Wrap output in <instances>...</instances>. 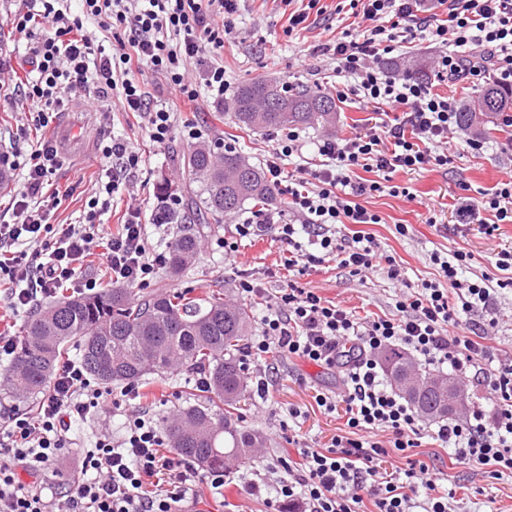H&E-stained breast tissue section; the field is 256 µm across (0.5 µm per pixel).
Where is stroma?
Instances as JSON below:
<instances>
[{"mask_svg": "<svg viewBox=\"0 0 512 512\" xmlns=\"http://www.w3.org/2000/svg\"><path fill=\"white\" fill-rule=\"evenodd\" d=\"M319 5L324 9V24L312 22L307 28L292 30L280 0H242L234 37L216 57L217 62L223 63L232 86L251 79H276L291 84L305 83L335 94L333 65L314 57L312 47L317 41L345 32L356 33L358 26L349 0H320ZM21 7V0H0V54L6 55L10 69L23 77L30 69L27 42L9 23ZM21 103V94L13 84L0 87V150L14 153L19 163L25 162L38 140H56L62 124L74 118L80 121L78 148L62 151L61 163L52 177L63 197L58 208L51 212L50 223H79L97 180L110 166L100 149L102 140L109 137L128 139L142 154L133 181L144 218H151L160 205L161 182L174 184L175 195L182 202H189L194 187L184 176L180 159L193 149V142L177 135L166 146L153 145L146 118L114 111L111 102L96 100L90 87L69 95L66 108L49 113L44 127L32 114L23 111ZM339 106L335 126H300L306 146L301 157L288 161L286 175L300 177L302 169L318 164L315 148L318 140L364 133L383 119L380 106L354 96L340 101ZM187 121L201 127L205 144L211 145L215 152L241 151L258 165L276 141L271 131L255 133L237 129L229 111L213 105L203 95L199 96L195 109L176 107V125ZM510 171L512 126L502 124L486 138L482 151L457 154L449 169L392 173L393 184L403 186L404 192L397 196L381 193L365 199V206L381 218L380 223L366 225L365 230L380 241L383 255L393 257L401 265L406 282L414 284L436 277V269L429 260L434 252L469 253L464 276L493 274L492 257L501 250H512V223L500 225L498 231L488 235L482 225L459 224L457 208L469 192L492 188ZM254 213V208L248 205L238 213L224 216L218 231L201 238L189 267L175 275L168 265H161L150 286L135 289V297H146L162 287L201 296L208 289L219 287L226 300L238 303L242 300L239 282L251 275L260 279L269 298L293 278L302 286L315 289L324 300L358 316L395 314L402 283L388 280L379 269L364 277L352 276L332 261L289 276L283 247L274 232L242 241L238 258L225 257L223 243L233 239L235 224L253 217ZM402 224L407 227L403 233L398 230ZM318 389L340 391V370L298 360L279 361L267 399L252 394L242 406L244 425L264 436L265 447L257 449L253 460L237 469L222 494L213 493L205 480L192 478L186 498L193 501L196 512H262V499L246 497L241 490L253 472L276 457L295 454L297 445L319 448L332 437L345 434L344 418L324 413L317 407L313 396ZM139 392L138 405L149 409L154 419L161 422L192 404L199 389L192 373L183 370L165 376L147 375L139 385ZM294 407L301 410V418L289 417L288 411ZM123 422L122 414L95 416L76 428L71 447L53 473L46 475V483L59 491L71 488L79 478L77 462L84 448L90 446L96 434L119 435ZM433 428V423H425L426 435L413 450L415 459L428 463L455 484L457 496L467 512H512V478L494 480L483 469L453 464L448 449L431 439Z\"/></svg>", "mask_w": 512, "mask_h": 512, "instance_id": "35a3bbf8", "label": "stroma"}]
</instances>
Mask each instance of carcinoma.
Segmentation results:
<instances>
[{"label":"carcinoma","mask_w":512,"mask_h":512,"mask_svg":"<svg viewBox=\"0 0 512 512\" xmlns=\"http://www.w3.org/2000/svg\"><path fill=\"white\" fill-rule=\"evenodd\" d=\"M407 78L428 79L421 57L392 64ZM512 109V91L485 85L463 105L459 124L464 127L495 124L498 114ZM336 99L304 84L290 88L276 80L258 79L242 84L233 100L231 119L240 127L271 131L299 124L332 125ZM189 180L200 187V201H191L193 217L180 222L179 234L169 246L168 265L180 273L196 255L207 224L220 223L246 204L275 199V187L243 156L226 151L219 157L201 145L182 158ZM252 310L246 304L224 300L213 289L190 298L178 291H160L142 301L126 288H102L93 295L64 296L36 307L19 336L7 369L11 388L20 398H35L51 385L55 366L75 343L88 375L102 385L137 384L148 374L163 376L174 365L209 373L205 395L176 417L164 421L169 443L178 454L212 472H227L254 457L264 444L257 432L241 425L240 404L247 385L240 353L247 343ZM387 375L411 370L418 386L409 402L421 418L434 421L455 415L448 409L442 376L415 365L398 349L381 353Z\"/></svg>","instance_id":"carcinoma-1"}]
</instances>
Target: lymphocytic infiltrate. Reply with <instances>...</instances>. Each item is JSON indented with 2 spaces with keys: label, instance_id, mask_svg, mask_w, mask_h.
<instances>
[{
  "label": "lymphocytic infiltrate",
  "instance_id": "1",
  "mask_svg": "<svg viewBox=\"0 0 512 512\" xmlns=\"http://www.w3.org/2000/svg\"><path fill=\"white\" fill-rule=\"evenodd\" d=\"M24 2L13 28L31 41L34 68L22 85L26 111L55 110L68 93L92 83L118 111L146 114L151 140L162 144L174 113L169 102L150 99L138 79L143 69L163 81L172 99L193 102L204 93L220 104L227 97L223 65L207 66L200 90L189 81L187 65L223 49L235 29L240 0H81L76 17L65 0ZM437 4L445 7L446 18L434 13ZM350 5L363 23L356 37L318 44L314 52L334 64L341 80L338 98L383 103L395 116L364 134L320 140V168L294 181L286 180L283 163L301 153L303 140L294 128L281 135L264 167L302 222L284 223L276 211L245 219L235 227L229 252H237L239 240L271 230L285 244L289 265L333 260L354 276L373 269L379 245L359 227L381 218L360 199L402 191L374 180V173L447 167L449 141L458 127L455 98L433 92L431 83L398 78L382 68V60L403 41L418 37L440 47L438 80L489 77L512 88V0H350ZM102 17L111 21L108 46L94 42L85 27L86 20ZM41 21L52 23L53 35L36 36ZM103 152L112 165L89 199L82 223L54 226L48 217L60 199L47 186L58 151L49 141L31 151L23 189L11 204L14 219L0 224V293L12 310H31L63 286L95 291L97 281L80 278L94 255L113 281L144 287L154 279L162 259L153 251L140 209L128 206L115 228L100 221L113 194L129 185L142 156L123 139L110 140ZM488 212L495 223H485ZM458 216L464 224H484L489 234L512 223V173L479 197L467 198ZM340 224L358 230L340 237ZM303 229L312 233L314 251L299 241ZM467 260L462 252L432 254L437 278L409 286L390 317H356L294 280L279 289L244 354L257 395L269 392L266 355L342 366L341 392L319 391L314 400L324 412L344 413L348 432L321 448H299V461L277 457L245 483L246 495L264 496L267 512H364L368 500L375 512H458L455 490L428 465L408 457L422 433L420 420L387 384L377 359L395 346L482 385L492 410L473 408L466 418L438 425L433 437L452 449L456 462L489 467L496 480L512 477V353L494 345L499 334L494 300L512 288V251L492 258L502 273L497 280L464 278ZM463 312L468 322H461ZM120 407L93 384L80 362L70 361L55 372L37 419L13 411L1 415L0 512H177L192 466L163 455L165 435L143 408L127 414L120 435L98 436L84 449L73 489L61 495L42 482L63 457L73 425ZM393 450L405 457L404 466L389 467Z\"/></svg>",
  "mask_w": 512,
  "mask_h": 512
}]
</instances>
